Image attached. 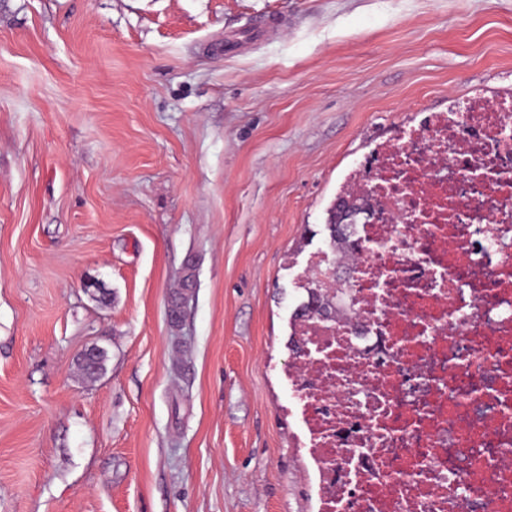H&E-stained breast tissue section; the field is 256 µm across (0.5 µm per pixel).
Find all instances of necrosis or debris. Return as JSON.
I'll return each instance as SVG.
<instances>
[{"label":"necrosis or debris","mask_w":512,"mask_h":512,"mask_svg":"<svg viewBox=\"0 0 512 512\" xmlns=\"http://www.w3.org/2000/svg\"><path fill=\"white\" fill-rule=\"evenodd\" d=\"M345 312L282 366L318 512H512V96L450 98L344 182Z\"/></svg>","instance_id":"necrosis-or-debris-1"}]
</instances>
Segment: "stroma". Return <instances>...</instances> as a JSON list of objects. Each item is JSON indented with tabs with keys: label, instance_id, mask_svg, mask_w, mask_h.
I'll use <instances>...</instances> for the list:
<instances>
[{
	"label": "stroma",
	"instance_id": "stroma-1",
	"mask_svg": "<svg viewBox=\"0 0 512 512\" xmlns=\"http://www.w3.org/2000/svg\"><path fill=\"white\" fill-rule=\"evenodd\" d=\"M475 91L512 0H0V512H316L294 282L355 164Z\"/></svg>",
	"mask_w": 512,
	"mask_h": 512
}]
</instances>
